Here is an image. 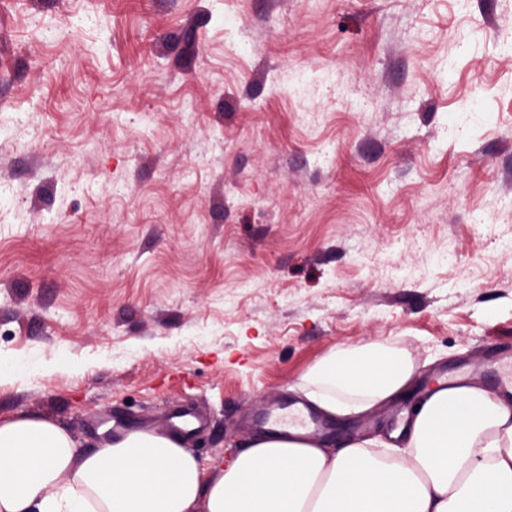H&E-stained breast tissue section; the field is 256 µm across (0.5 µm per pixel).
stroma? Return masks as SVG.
I'll list each match as a JSON object with an SVG mask.
<instances>
[{
	"label": "stroma",
	"instance_id": "1",
	"mask_svg": "<svg viewBox=\"0 0 512 512\" xmlns=\"http://www.w3.org/2000/svg\"><path fill=\"white\" fill-rule=\"evenodd\" d=\"M364 345L512 364V0H0L1 417L211 465Z\"/></svg>",
	"mask_w": 512,
	"mask_h": 512
}]
</instances>
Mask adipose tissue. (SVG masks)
Here are the masks:
<instances>
[{
    "label": "adipose tissue",
    "mask_w": 512,
    "mask_h": 512,
    "mask_svg": "<svg viewBox=\"0 0 512 512\" xmlns=\"http://www.w3.org/2000/svg\"><path fill=\"white\" fill-rule=\"evenodd\" d=\"M413 374L405 355L341 349L300 389L342 420L403 396ZM390 437L378 453L292 427L207 467L180 435L136 429L88 450L57 421L19 414L0 418V512H512V387L427 391Z\"/></svg>",
    "instance_id": "ef3b65f1"
}]
</instances>
